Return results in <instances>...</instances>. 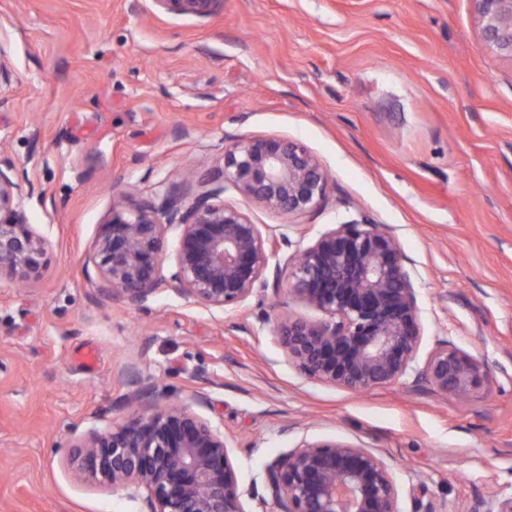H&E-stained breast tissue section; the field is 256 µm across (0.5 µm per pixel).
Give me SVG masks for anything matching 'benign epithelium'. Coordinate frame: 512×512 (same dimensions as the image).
Instances as JSON below:
<instances>
[{"mask_svg":"<svg viewBox=\"0 0 512 512\" xmlns=\"http://www.w3.org/2000/svg\"><path fill=\"white\" fill-rule=\"evenodd\" d=\"M488 45L512 57V0H474ZM167 13L209 17L220 0H153ZM216 184L190 204L174 195L114 208L101 225L93 265L99 287L136 309L162 290L207 308H237L273 283L323 313L319 321L285 316L274 336L310 380L353 392L425 384L470 398L488 378L481 359L442 341L423 365L424 338L416 278L394 233L350 221L321 233L287 258L285 232L263 234L224 203L228 187L288 219L324 204L329 181L304 145L280 137H246L224 148ZM26 178L0 157V276L37 277L46 265L44 239L27 223L20 199ZM173 253L169 269L165 257ZM139 411L112 429L91 428L72 443V461L88 479L133 490L143 512H249L236 464L222 434L194 410L208 403H160L148 387L132 394ZM279 512H404L392 466L379 452L336 439L301 441L266 468Z\"/></svg>","mask_w":512,"mask_h":512,"instance_id":"obj_1","label":"benign epithelium"}]
</instances>
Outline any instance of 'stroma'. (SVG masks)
Instances as JSON below:
<instances>
[{"label": "stroma", "instance_id": "stroma-1", "mask_svg": "<svg viewBox=\"0 0 512 512\" xmlns=\"http://www.w3.org/2000/svg\"><path fill=\"white\" fill-rule=\"evenodd\" d=\"M258 136L329 173L291 250L345 221L393 231L416 274L418 362L447 340L490 367L468 401L307 379L275 319L322 314L283 290L223 311L102 291L91 258L113 207L192 200L225 145ZM0 154L33 187L22 206L49 256L25 285L0 280V512H142L68 461L75 433L135 415L142 385L205 390L198 412L250 512L266 466L304 439L380 451L401 492L424 485L450 512L512 495V57L473 0H221L205 19L152 0H0Z\"/></svg>", "mask_w": 512, "mask_h": 512}]
</instances>
